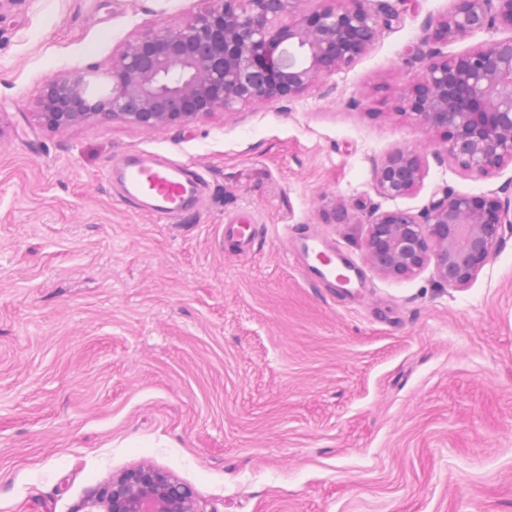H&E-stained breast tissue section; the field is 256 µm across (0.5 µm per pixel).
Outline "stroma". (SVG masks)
Returning a JSON list of instances; mask_svg holds the SVG:
<instances>
[{
    "instance_id": "stroma-1",
    "label": "stroma",
    "mask_w": 512,
    "mask_h": 512,
    "mask_svg": "<svg viewBox=\"0 0 512 512\" xmlns=\"http://www.w3.org/2000/svg\"><path fill=\"white\" fill-rule=\"evenodd\" d=\"M370 3L396 21L323 85L145 131L51 129L41 87L213 0H0V512H81L142 463L202 512H512V237L465 288L384 275L363 248L377 209L512 205V166L431 159L445 133L397 108L451 0ZM398 148L428 173L391 200L374 172ZM124 151L191 166L201 199L169 223L129 207L104 177ZM241 213L261 226L247 254L224 238ZM286 224L353 286L306 279Z\"/></svg>"
}]
</instances>
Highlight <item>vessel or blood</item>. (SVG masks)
<instances>
[{
  "mask_svg": "<svg viewBox=\"0 0 512 512\" xmlns=\"http://www.w3.org/2000/svg\"><path fill=\"white\" fill-rule=\"evenodd\" d=\"M108 177L120 186L126 204L161 220L189 210V195L196 184L188 167L151 163L130 153L116 159ZM224 235L248 249L255 238V227L241 221L229 223L224 227ZM290 259L317 281L331 282L336 278V253L314 234L293 237Z\"/></svg>",
  "mask_w": 512,
  "mask_h": 512,
  "instance_id": "1",
  "label": "vessel or blood"
}]
</instances>
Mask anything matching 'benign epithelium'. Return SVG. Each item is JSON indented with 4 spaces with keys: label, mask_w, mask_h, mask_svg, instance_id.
<instances>
[{
    "label": "benign epithelium",
    "mask_w": 512,
    "mask_h": 512,
    "mask_svg": "<svg viewBox=\"0 0 512 512\" xmlns=\"http://www.w3.org/2000/svg\"><path fill=\"white\" fill-rule=\"evenodd\" d=\"M188 25L150 31L104 64L46 82V125L68 129L90 120L119 121L146 131L187 123L219 109L255 101L294 99L365 54L397 19L367 0L319 5L287 28L278 20L304 0H213ZM432 21L448 42L504 26L512 30V0H461ZM422 71L399 107L426 129L449 133L435 157L467 174L490 178L512 165V35L488 40L458 56L414 48ZM425 156L389 153L375 169L379 195L396 199L426 177ZM512 233V208L496 193L479 199L441 192L418 215L374 211L365 247L373 266L409 276L431 266L451 288L467 286ZM83 512H202L175 476L150 464L112 478L84 501Z\"/></svg>",
    "instance_id": "obj_1"
}]
</instances>
